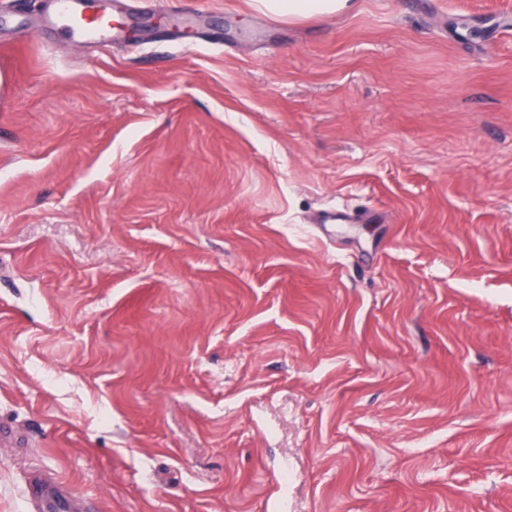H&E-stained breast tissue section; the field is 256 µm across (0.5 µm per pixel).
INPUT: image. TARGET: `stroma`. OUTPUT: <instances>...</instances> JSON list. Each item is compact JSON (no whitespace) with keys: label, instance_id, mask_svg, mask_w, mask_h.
<instances>
[{"label":"stroma","instance_id":"obj_1","mask_svg":"<svg viewBox=\"0 0 512 512\" xmlns=\"http://www.w3.org/2000/svg\"><path fill=\"white\" fill-rule=\"evenodd\" d=\"M352 2L0 16V512H512V0ZM43 24L79 39L88 50L120 44L138 18L136 9L123 0H43ZM258 10L285 19L315 18L343 12L349 0H255ZM36 512H81L82 502L57 483L36 478L29 490Z\"/></svg>","mask_w":512,"mask_h":512}]
</instances>
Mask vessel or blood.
I'll list each match as a JSON object with an SVG mask.
<instances>
[{
  "mask_svg": "<svg viewBox=\"0 0 512 512\" xmlns=\"http://www.w3.org/2000/svg\"><path fill=\"white\" fill-rule=\"evenodd\" d=\"M133 6L124 0H45L43 23L79 39L97 50L121 43L137 20ZM35 512H81L82 502L57 483L35 479L29 490Z\"/></svg>",
  "mask_w": 512,
  "mask_h": 512,
  "instance_id": "b4317fda",
  "label": "vessel or blood"
}]
</instances>
